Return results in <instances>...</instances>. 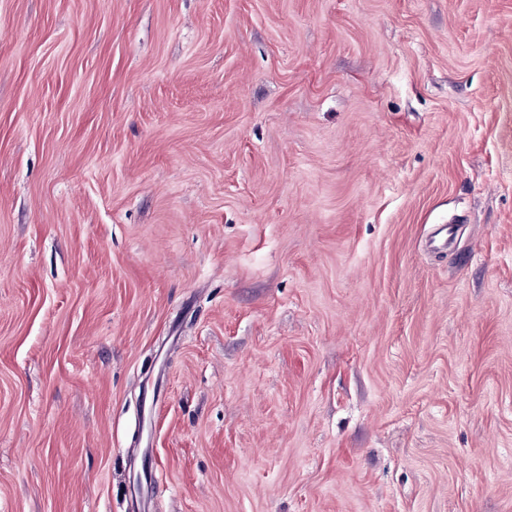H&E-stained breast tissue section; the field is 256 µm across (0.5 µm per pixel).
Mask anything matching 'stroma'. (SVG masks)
<instances>
[{
  "label": "stroma",
  "instance_id": "1",
  "mask_svg": "<svg viewBox=\"0 0 512 512\" xmlns=\"http://www.w3.org/2000/svg\"><path fill=\"white\" fill-rule=\"evenodd\" d=\"M512 512V0H0V512Z\"/></svg>",
  "mask_w": 512,
  "mask_h": 512
}]
</instances>
